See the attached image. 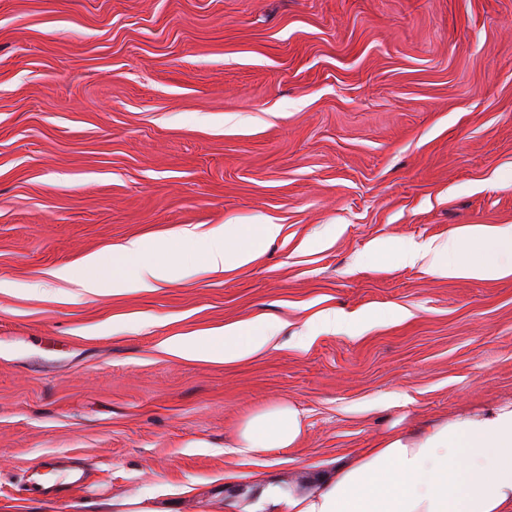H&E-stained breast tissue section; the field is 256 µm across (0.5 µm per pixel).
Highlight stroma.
<instances>
[{"label":"stroma","instance_id":"35a3bbf8","mask_svg":"<svg viewBox=\"0 0 512 512\" xmlns=\"http://www.w3.org/2000/svg\"><path fill=\"white\" fill-rule=\"evenodd\" d=\"M269 218L221 276H51ZM470 224H512V0H0V512H240L253 477L304 486L393 423L512 399V275L370 256ZM264 317L282 331L240 361L164 349ZM278 403L298 447L235 452ZM152 496L113 497V512H161L153 504Z\"/></svg>","mask_w":512,"mask_h":512}]
</instances>
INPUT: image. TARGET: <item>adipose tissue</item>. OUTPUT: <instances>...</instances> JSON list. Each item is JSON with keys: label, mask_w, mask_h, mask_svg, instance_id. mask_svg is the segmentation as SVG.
I'll list each match as a JSON object with an SVG mask.
<instances>
[{"label": "adipose tissue", "mask_w": 512, "mask_h": 512, "mask_svg": "<svg viewBox=\"0 0 512 512\" xmlns=\"http://www.w3.org/2000/svg\"><path fill=\"white\" fill-rule=\"evenodd\" d=\"M280 230L271 221L186 226L162 240H128L86 256L80 270L62 267L52 276L92 294L105 288L116 294L149 291L191 275L178 261L184 252H192L205 271L221 274L251 264ZM373 251L382 257L398 253L407 264L427 260L429 273L437 276L496 279L512 273V225L475 224L440 244L395 248L381 242ZM280 330L278 323L260 318L225 325L203 338L174 336L164 347L178 357L234 362L263 351ZM303 430L301 411L278 404L245 421L239 448H292ZM252 486L277 512H512V401L466 408L412 433H390L366 454L315 472L307 488L287 489L259 477Z\"/></svg>", "instance_id": "adipose-tissue-1"}]
</instances>
